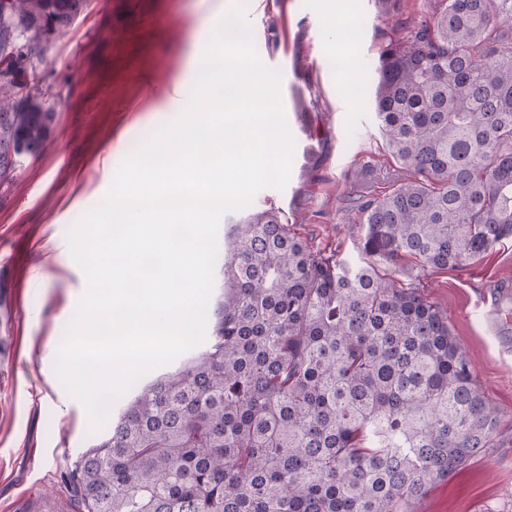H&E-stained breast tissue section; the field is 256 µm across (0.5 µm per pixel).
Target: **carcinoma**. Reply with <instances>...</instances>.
I'll return each instance as SVG.
<instances>
[{
  "label": "carcinoma",
  "instance_id": "obj_1",
  "mask_svg": "<svg viewBox=\"0 0 512 512\" xmlns=\"http://www.w3.org/2000/svg\"><path fill=\"white\" fill-rule=\"evenodd\" d=\"M85 0H0V179L46 150L31 58ZM392 38L371 106L400 175L366 202L365 259L273 212L240 225L201 357L139 393L68 479L85 512H413L488 447L503 411L448 316L394 276L512 237V0H436Z\"/></svg>",
  "mask_w": 512,
  "mask_h": 512
}]
</instances>
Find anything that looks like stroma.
<instances>
[{
    "mask_svg": "<svg viewBox=\"0 0 512 512\" xmlns=\"http://www.w3.org/2000/svg\"><path fill=\"white\" fill-rule=\"evenodd\" d=\"M232 0H87L66 33L35 58L56 118L45 153L19 158L0 181V512H79L62 473L96 444L87 416L54 371L66 326L86 289L67 234L112 180L96 158L129 155L175 119L154 91L189 80L196 29ZM430 0H246L259 59L282 73L295 138L284 190L259 191L220 223L218 260L238 226L275 211L316 250L364 257L360 202L395 167L365 98L390 38L428 20ZM428 298L448 316L486 395L505 415L490 448L434 484L415 512H512V239L459 269L426 272Z\"/></svg>",
    "mask_w": 512,
    "mask_h": 512,
    "instance_id": "obj_1",
    "label": "stroma"
}]
</instances>
